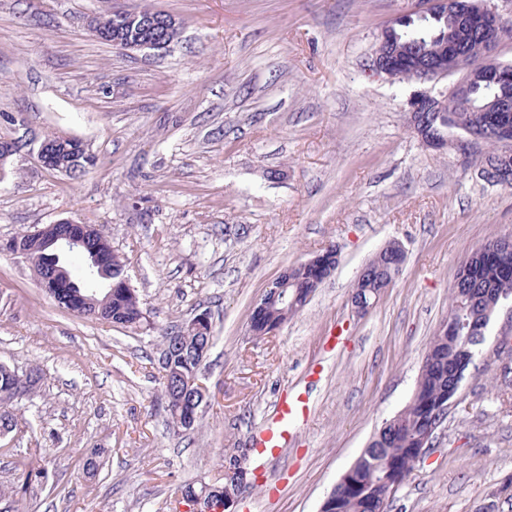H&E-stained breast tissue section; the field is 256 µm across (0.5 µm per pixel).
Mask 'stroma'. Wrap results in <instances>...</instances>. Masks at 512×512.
Returning <instances> with one entry per match:
<instances>
[{
    "label": "stroma",
    "instance_id": "stroma-1",
    "mask_svg": "<svg viewBox=\"0 0 512 512\" xmlns=\"http://www.w3.org/2000/svg\"><path fill=\"white\" fill-rule=\"evenodd\" d=\"M417 0H0V134L83 140L77 178L24 155L0 181V241L68 219L95 225L125 262L145 320L126 329L58 307L22 257L0 252V361L40 368L0 438L46 478L0 512H186L178 490L214 482L241 456L234 512H320L382 423L411 400L427 344L448 317L463 259L512 231V187L481 155L423 144L415 83L376 73L381 32ZM175 15L168 50L95 39L100 13ZM405 251L366 315L350 291L390 242ZM336 246L339 264L276 336L249 334L256 300L288 266ZM207 314V394L173 433L161 398L164 332ZM512 345L499 311L463 402L395 492L390 512H512ZM310 413L277 456L254 431L281 396ZM101 449L95 476L74 466Z\"/></svg>",
    "mask_w": 512,
    "mask_h": 512
}]
</instances>
